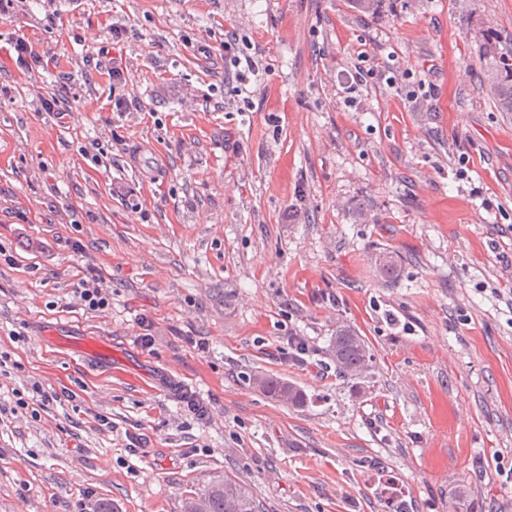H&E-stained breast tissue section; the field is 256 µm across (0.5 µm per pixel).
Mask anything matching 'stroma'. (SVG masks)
Returning <instances> with one entry per match:
<instances>
[{"instance_id":"35a3bbf8","label":"stroma","mask_w":512,"mask_h":512,"mask_svg":"<svg viewBox=\"0 0 512 512\" xmlns=\"http://www.w3.org/2000/svg\"><path fill=\"white\" fill-rule=\"evenodd\" d=\"M231 29L255 49L248 98L199 52ZM490 31L512 33V0H385L368 19L349 0H33L0 20L71 100L42 111L0 51V353L9 386L70 396L0 430V512H182L227 476L260 512H389L375 463L409 512H512V112L479 86ZM363 52L433 84L434 111L402 78L347 92ZM122 96L142 110L114 111ZM116 135L128 152L110 172L81 156ZM91 266L111 295L98 312L71 294ZM342 323L375 354L366 377L336 375ZM61 331L110 338L111 360ZM290 336L318 369L288 361ZM262 375L306 405L267 397ZM173 382L210 401L209 423ZM461 479L474 487L452 499Z\"/></svg>"}]
</instances>
